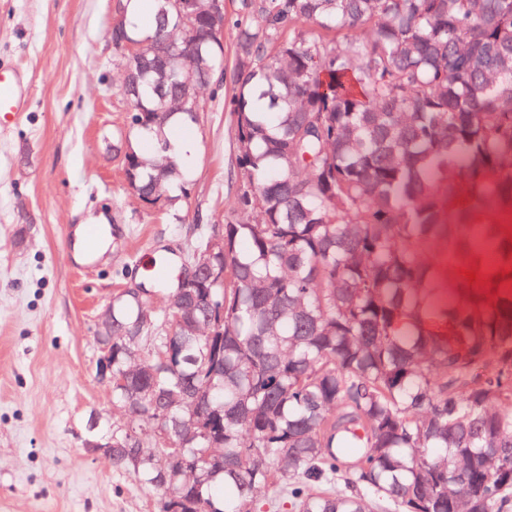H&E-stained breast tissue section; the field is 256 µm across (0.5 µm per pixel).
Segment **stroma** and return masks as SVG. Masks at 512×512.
<instances>
[{
  "label": "stroma",
  "instance_id": "obj_1",
  "mask_svg": "<svg viewBox=\"0 0 512 512\" xmlns=\"http://www.w3.org/2000/svg\"><path fill=\"white\" fill-rule=\"evenodd\" d=\"M113 0H0V61L28 104L0 130V512H157L156 499L83 445L91 413L112 424L94 342L103 308L140 263L224 222L235 194L232 77L199 125L180 223L144 207L113 146L127 132L106 31ZM105 214L122 237L96 258L67 250L72 227Z\"/></svg>",
  "mask_w": 512,
  "mask_h": 512
}]
</instances>
